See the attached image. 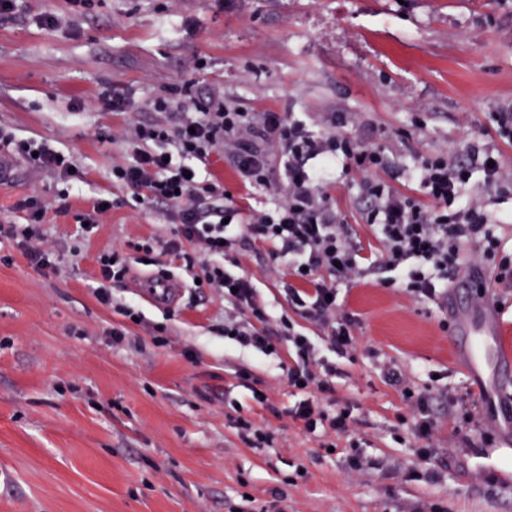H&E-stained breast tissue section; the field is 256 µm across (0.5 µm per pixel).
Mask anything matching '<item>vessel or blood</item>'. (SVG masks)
I'll return each mask as SVG.
<instances>
[{
  "mask_svg": "<svg viewBox=\"0 0 512 512\" xmlns=\"http://www.w3.org/2000/svg\"><path fill=\"white\" fill-rule=\"evenodd\" d=\"M456 332L461 336L469 370L478 380L482 399L498 408L500 426L512 434V385L505 377L512 371V346L505 343L494 321L479 309L462 314Z\"/></svg>",
  "mask_w": 512,
  "mask_h": 512,
  "instance_id": "b4317fda",
  "label": "vessel or blood"
}]
</instances>
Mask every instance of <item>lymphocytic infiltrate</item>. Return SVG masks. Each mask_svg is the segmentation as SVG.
I'll return each mask as SVG.
<instances>
[{
	"instance_id": "f902f5d3",
	"label": "lymphocytic infiltrate",
	"mask_w": 512,
	"mask_h": 512,
	"mask_svg": "<svg viewBox=\"0 0 512 512\" xmlns=\"http://www.w3.org/2000/svg\"><path fill=\"white\" fill-rule=\"evenodd\" d=\"M149 109L157 118L127 133L132 160L113 167V182L148 202L166 205L175 229L164 243L165 252L185 256L187 268H198L202 287L221 290L225 302L250 311L257 321L267 320L268 314L252 279L223 264L228 251L245 239L273 245V258L284 260L293 278L284 287L286 295L307 321L325 331L330 348L341 357L354 350L356 338L354 320L336 298L338 287L364 282L374 269L384 271L383 286H401L413 300L439 306L447 305L449 288L472 267L491 268L497 284L512 288V253H505L484 199L467 192L477 171L496 192L512 190V179L495 165L493 150L474 151L467 164L445 152L422 158L412 174L421 188L417 197L382 182H364L362 213L372 229L366 242L351 232L324 192L323 175L339 162L371 172L388 160L380 150L361 146L343 120L332 121L330 131L320 134L296 117L243 112L223 99L203 97L190 80L151 100ZM2 151L57 173L66 184L56 200L37 195L18 200L15 208L25 225L10 230L34 268L55 269V252L35 246L34 240L54 201H65L84 174L72 156L0 128ZM222 153L233 158L244 186L286 184L272 208L255 212L250 223H235L238 210L232 194L221 190L206 171ZM189 245L195 248L190 256L185 253ZM224 331L239 346L261 353L273 339L286 341L295 355L289 385L316 390L328 399L333 393L335 363L320 355L290 321H282L276 330L228 322ZM290 414L307 433L325 435L347 432L352 418L349 406L330 399L325 406L300 401Z\"/></svg>"
}]
</instances>
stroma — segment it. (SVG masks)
Returning a JSON list of instances; mask_svg holds the SVG:
<instances>
[{"label":"stroma","instance_id":"35a3bbf8","mask_svg":"<svg viewBox=\"0 0 512 512\" xmlns=\"http://www.w3.org/2000/svg\"><path fill=\"white\" fill-rule=\"evenodd\" d=\"M22 15L0 24V127L20 139L72 154L85 173L67 213L49 211L40 236L56 271L34 269L0 236V512H512L506 468L488 455L502 431L477 395L448 311L416 302L402 288L371 283L340 290L354 316L356 347L337 359L335 399L350 404V433L310 435L288 416L302 394L288 384L287 343L272 354L224 338V322H251L203 289L162 307L143 282L157 267L184 273L164 252L172 226L163 205L138 203L112 181L132 153L125 130L151 116L148 102L178 80L201 94L262 112H287L323 131L333 113L396 166L380 172L412 191L420 157L466 147L496 150L512 168V141L490 113L512 110V0H23ZM51 12L54 29L37 15ZM203 56L205 67L189 73ZM135 110L109 112L104 87ZM210 173L247 207H270L266 188L244 187L230 156ZM327 191L360 238L361 173L332 172ZM57 174L14 159L0 183V226L20 223L14 203L54 198ZM111 198L93 233L76 217ZM151 242L156 266L133 264L130 278L99 302L97 258ZM252 274L273 318L288 317L323 356V333L302 318L278 279L286 267L267 246L230 251ZM145 317L113 344L118 305ZM166 345L153 342L154 325ZM403 368L430 396L434 434L423 439L400 386L381 366ZM265 391L260 404L254 390ZM271 436L246 442L235 418Z\"/></svg>","mask_w":512,"mask_h":512}]
</instances>
